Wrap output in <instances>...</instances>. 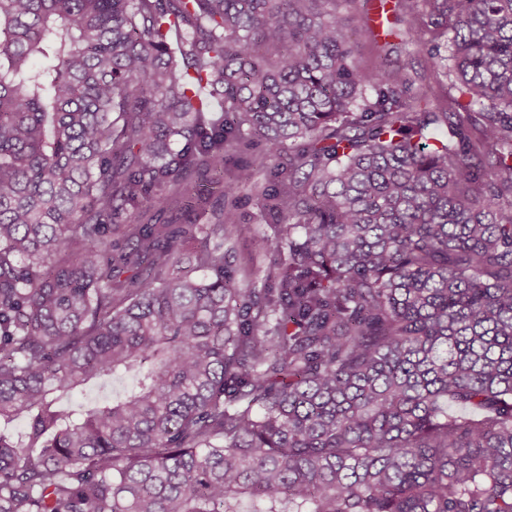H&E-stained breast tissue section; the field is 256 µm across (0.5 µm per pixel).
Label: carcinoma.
Wrapping results in <instances>:
<instances>
[{
    "label": "carcinoma",
    "mask_w": 512,
    "mask_h": 512,
    "mask_svg": "<svg viewBox=\"0 0 512 512\" xmlns=\"http://www.w3.org/2000/svg\"><path fill=\"white\" fill-rule=\"evenodd\" d=\"M356 2L0 0V512H512V0ZM376 0H369L366 2H358L349 12L348 14V20L349 25L353 28L354 31H356V45L358 49V56L360 60L364 64H377L380 61V54L383 55L382 52L379 51V49L376 47V44L373 41V38L378 42V45L384 44V35L387 33V30L390 27H393L397 29L398 36H389L386 37V41H389L390 43L399 42L400 39H404V27L405 25L403 23L393 26L390 23L386 22L385 18L383 17L384 25H383V32L382 29H377L372 26L376 23L371 22L368 19L369 17H372V2ZM367 27L370 29L373 28L375 34L379 32V37H374V35L369 36L367 33ZM239 195L241 201L238 210L240 218L238 227L241 234L239 240V249L241 250L249 247L252 238L262 236L265 233L271 234V230L267 224H259V221H256L255 215L258 211L250 188L242 186L239 189Z\"/></svg>",
    "instance_id": "carcinoma-1"
}]
</instances>
